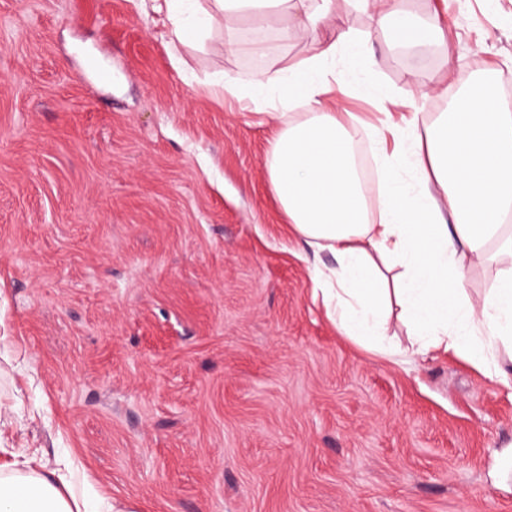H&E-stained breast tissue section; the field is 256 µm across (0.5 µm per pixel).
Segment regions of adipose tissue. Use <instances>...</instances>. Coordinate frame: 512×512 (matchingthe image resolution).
Masks as SVG:
<instances>
[{
	"label": "adipose tissue",
	"instance_id": "obj_1",
	"mask_svg": "<svg viewBox=\"0 0 512 512\" xmlns=\"http://www.w3.org/2000/svg\"><path fill=\"white\" fill-rule=\"evenodd\" d=\"M174 42L193 44L221 21L234 30L255 18L249 47L261 57L275 53L270 30L281 38L330 18L333 0H213L211 10L191 12L188 0H153ZM378 23L390 48L430 44L443 38L437 19L422 18L380 0ZM372 74L376 58L365 52L352 27L321 43L295 66L258 70L248 83L225 76L226 93L259 99L276 92L279 104L301 105L297 119L275 113L277 126L264 157L267 186L296 236L314 254L337 266L321 274L323 302L337 328L355 342L386 353H453L501 382L512 380V266L502 268L479 297L464 287L469 264L512 255V104L484 87L426 120L415 112L406 127L369 130L376 144L393 140L386 154L383 201L368 208V187L354 145L363 133L355 116L322 111L327 94L345 90L337 51ZM398 316L408 343L395 344L389 318ZM23 451L0 464V512H112L111 499L76 493L66 473L36 468Z\"/></svg>",
	"mask_w": 512,
	"mask_h": 512
}]
</instances>
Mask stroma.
Instances as JSON below:
<instances>
[{
    "label": "stroma",
    "mask_w": 512,
    "mask_h": 512,
    "mask_svg": "<svg viewBox=\"0 0 512 512\" xmlns=\"http://www.w3.org/2000/svg\"><path fill=\"white\" fill-rule=\"evenodd\" d=\"M401 5L444 44L391 50L374 4H336L393 115L512 81V0ZM250 28L176 51L150 0H0V446L75 460L117 512H512V388L337 330L266 184L268 105L214 86L332 26L270 60L229 48ZM347 80L337 111L377 124Z\"/></svg>",
    "instance_id": "stroma-1"
}]
</instances>
